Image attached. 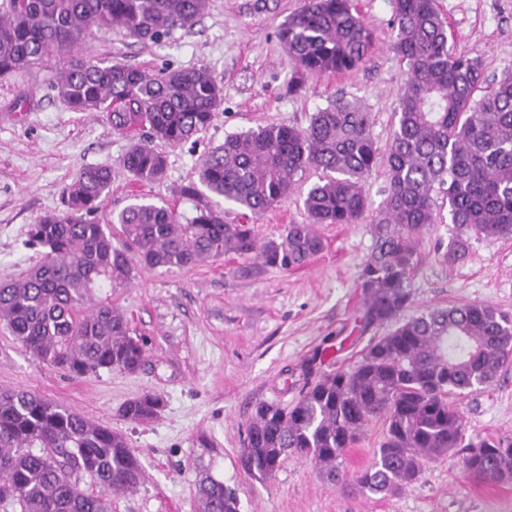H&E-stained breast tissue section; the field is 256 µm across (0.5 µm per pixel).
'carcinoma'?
<instances>
[{
    "label": "carcinoma",
    "mask_w": 512,
    "mask_h": 512,
    "mask_svg": "<svg viewBox=\"0 0 512 512\" xmlns=\"http://www.w3.org/2000/svg\"><path fill=\"white\" fill-rule=\"evenodd\" d=\"M206 0H0V77L76 50L91 28H118L156 41L193 28ZM391 44L407 65L385 153L371 115L343 97L298 129L270 125L228 136L201 162L198 181L181 190L198 200L181 222L170 206L132 203L112 223L91 220L109 194L112 171L82 170L65 191V209L40 217L31 244L39 263L0 283V325L22 347L72 377L101 370L136 372L145 343L122 312L99 298L132 277V257L152 268H183L224 254L256 267L303 265L323 248L318 224H355L366 212L365 184L384 162L388 189L372 217L375 247L360 271L362 325L400 318L411 305L410 276L420 237L435 223L433 191L448 198L457 234L447 254L465 255L469 236H512V76L489 84L479 59L451 51L436 0H394ZM294 78L357 67L373 37L352 0H304L279 30ZM53 87L75 112H105L131 145L123 167L140 182L163 178L166 159L153 146L188 141L206 128L223 101L204 67L145 69L89 57L71 58ZM483 91L479 97L477 91ZM323 172L307 192L306 224H289L261 241L249 224H226L205 193L259 215L288 200L306 170ZM512 357V318L490 306L433 309L398 324L350 369L323 376L291 408L262 402L246 428L239 464L255 478L272 476L290 456L310 459L331 482L344 479L339 459L371 418L384 419L374 461L353 478L362 494L383 497L415 481L422 463L465 447L463 471L474 478H512V443L462 445L463 419L450 399L494 382ZM164 400L145 393L119 417L143 423ZM90 476L98 492L72 480ZM143 468L125 435L38 394L0 392V504L19 512H109L107 494L135 489ZM199 512H240L236 493L209 474L196 485Z\"/></svg>",
    "instance_id": "obj_1"
}]
</instances>
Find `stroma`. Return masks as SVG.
<instances>
[{"instance_id":"stroma-1","label":"stroma","mask_w":512,"mask_h":512,"mask_svg":"<svg viewBox=\"0 0 512 512\" xmlns=\"http://www.w3.org/2000/svg\"><path fill=\"white\" fill-rule=\"evenodd\" d=\"M374 35L356 69L308 77L292 93V68L278 32L302 0H207L199 22L158 41L100 30L84 55L156 72L207 67L223 89L210 125L190 141H154L167 159L165 176L138 182L123 168L129 147L102 112H74L52 87L67 66L62 52L43 64L0 78V282L21 276L40 259L26 247L31 224L61 209L64 189L87 167H107L112 186L94 218L102 224L135 201L175 207L184 217L194 203L180 197L196 181L202 160L226 136L269 124L307 127L336 97L357 100L373 117L372 135L386 149L407 66L389 44L394 0H353ZM452 30L454 52L480 59L488 78L512 73V10L498 0H436ZM319 173L307 170L288 201L261 217L225 206L224 220L253 225L259 238L305 222L304 198ZM384 169L365 185L368 208L355 224H322L323 250L297 269L249 271L228 254L182 269L136 265L126 285L110 294L134 335L146 341L132 374L102 371L74 378L29 355L0 328V390L27 389L124 433L144 479L133 491L110 495V512H198L195 482L211 474L234 488L240 512H512V480L465 477L461 456L426 462L397 495H363L327 481L313 463L289 457L274 476L256 479L239 466L246 427L258 403L294 405L320 375L351 368L371 343L394 330L388 322L362 328L359 273L374 240L371 216L387 193ZM437 222L423 234L410 279L417 315L436 307L485 304L512 317V238L472 237L466 256L444 260L456 230L448 202L435 192ZM165 404L146 423L121 420L118 408L144 393ZM466 442L512 440V363L485 388L455 400ZM384 422L374 419L342 459L351 475L373 460Z\"/></svg>"}]
</instances>
